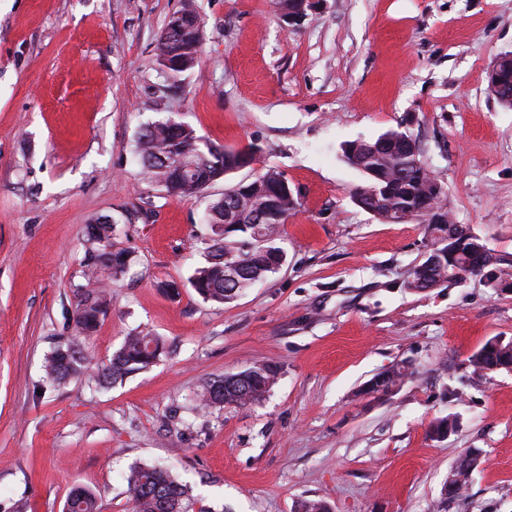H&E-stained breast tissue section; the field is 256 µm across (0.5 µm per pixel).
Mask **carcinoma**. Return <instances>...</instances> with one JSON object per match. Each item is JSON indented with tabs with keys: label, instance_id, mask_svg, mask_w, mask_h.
Segmentation results:
<instances>
[{
	"label": "carcinoma",
	"instance_id": "carcinoma-1",
	"mask_svg": "<svg viewBox=\"0 0 512 512\" xmlns=\"http://www.w3.org/2000/svg\"><path fill=\"white\" fill-rule=\"evenodd\" d=\"M200 16L192 9L174 14L166 24L157 46V59L170 63L166 74L177 80L199 62ZM490 91L503 105L512 107V64L500 68L498 79L488 83ZM407 132L390 129L373 140H354L342 145L343 160L359 171L364 183L354 192L355 203L387 222L418 221L428 225L434 235L430 255L439 258L431 267L428 261L416 265L407 288L422 292L430 288L457 284L472 275L458 260L448 263V226L454 221L447 207V189L435 191L437 178L420 156L405 142ZM140 165L147 180L171 196L191 197L202 193L227 174L254 162L253 147H217L197 136L187 124L176 128L167 122L149 124L138 141ZM183 156L195 159V169L183 174L178 162ZM283 175L275 170L259 173L224 190L210 201L205 241L206 262L189 279L194 291L205 301L233 302L242 290L276 272L281 249L274 241L279 228L299 207L298 197L284 194ZM115 223L97 221L86 227V242L91 246L88 266L94 274L116 275L129 261V254L114 251L110 240ZM108 306L101 288L86 289L77 301L76 324L87 338L97 327ZM165 343L149 331L124 337L109 363L89 370L83 346L67 343L55 348L46 358L47 376L58 382L90 374L91 381L110 385L130 374L152 366L164 353ZM381 385L372 388L387 394L405 377L395 366L378 374ZM276 379V372L262 365L229 373L205 384L198 395L205 408L255 405L263 401ZM131 512H194L195 501L186 485L165 468L137 465L126 476ZM67 512H99L95 494L74 487L66 500Z\"/></svg>",
	"mask_w": 512,
	"mask_h": 512
}]
</instances>
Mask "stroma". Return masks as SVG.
Listing matches in <instances>:
<instances>
[{
  "label": "stroma",
  "mask_w": 512,
  "mask_h": 512,
  "mask_svg": "<svg viewBox=\"0 0 512 512\" xmlns=\"http://www.w3.org/2000/svg\"><path fill=\"white\" fill-rule=\"evenodd\" d=\"M273 0H0V512H63L72 486L128 512L138 464L171 466L208 512H512V371L474 373L490 338L512 339V292L480 276L414 292L426 225L379 221L352 200L345 142L401 129L445 184L456 223L512 259V108L488 89L512 54V0H318L301 24ZM194 9L201 58L181 82L156 61L169 18ZM189 124L251 167L192 198L150 186L136 141ZM275 169L301 206L280 270L229 304L189 284L205 261L204 214L225 188ZM114 218L127 268L89 338L76 303L84 231ZM178 294H171L170 286ZM151 330L166 351L106 389L47 379L79 341L108 362ZM277 371L255 406L200 410L211 380ZM400 364L388 396L362 394ZM453 421L448 437L432 423ZM480 463L444 501L470 449Z\"/></svg>",
  "instance_id": "1"
}]
</instances>
